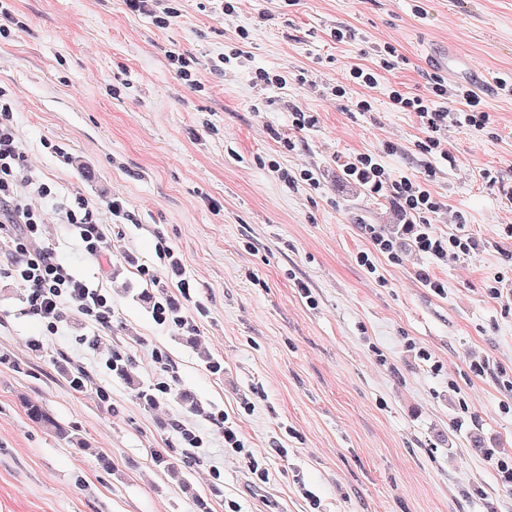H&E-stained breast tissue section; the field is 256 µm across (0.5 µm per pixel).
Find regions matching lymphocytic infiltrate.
<instances>
[{
	"mask_svg": "<svg viewBox=\"0 0 512 512\" xmlns=\"http://www.w3.org/2000/svg\"><path fill=\"white\" fill-rule=\"evenodd\" d=\"M452 95L461 104L459 110L448 107V98ZM389 99L393 108L414 113L426 128L428 135L418 144L420 153L437 155L444 160L448 159L449 153L443 144V133L449 123L481 130L490 120L479 97L463 88L449 91L447 82L438 76L433 78L427 94L412 96L395 89ZM13 111V100L0 87V243L6 251L4 259L0 260V276L29 288L26 312L42 319L47 331L55 330L66 306L100 327H109L112 305L101 290L71 274L52 251L35 245L41 233L42 217L40 211L27 202L26 196L30 193L55 202L66 222L74 226L89 259L100 262L109 256L102 227L84 201L57 200L49 184L32 183L26 159L17 145ZM344 171L376 194L382 192L385 185H392L398 206L408 218L403 231L419 252L441 260L450 255L464 257L473 250L475 243L468 235H438L427 220L428 214L441 207L440 200L430 190L436 177L435 166L425 165L419 176H393L379 156L361 153L345 163Z\"/></svg>",
	"mask_w": 512,
	"mask_h": 512,
	"instance_id": "obj_1",
	"label": "lymphocytic infiltrate"
}]
</instances>
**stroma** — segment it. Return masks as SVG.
Returning <instances> with one entry per match:
<instances>
[{"instance_id":"1","label":"stroma","mask_w":512,"mask_h":512,"mask_svg":"<svg viewBox=\"0 0 512 512\" xmlns=\"http://www.w3.org/2000/svg\"><path fill=\"white\" fill-rule=\"evenodd\" d=\"M175 6L160 28L123 0L11 2L0 87L17 102L29 174L85 202L111 261L87 259L39 198L38 245L108 296L112 323L69 308L48 333L23 313L28 288L0 279V512H310V492L319 512H512L496 469L512 459L502 384L512 380V94L487 85L492 126H449L457 165L437 164L443 209L430 221L472 237L467 258L440 261L405 243L394 258L377 252L373 234H402L394 190L372 194L343 171L391 142L389 173L419 174L427 131L392 109L390 91L426 93L435 42L493 80L512 74V0H240L230 16L215 0ZM343 26L391 44L399 67L337 97L342 66L375 62L365 43L336 42ZM242 46L246 58L234 59ZM175 54L192 62L199 88L177 76ZM259 69L287 86L255 85ZM363 97L371 111L357 110ZM298 110L312 118L302 129ZM304 169L318 186L299 180ZM115 198L126 212L117 220ZM161 296L193 327L157 324ZM113 354L123 372L106 367ZM480 358L490 362L482 376L471 368ZM80 370L90 383L77 392ZM162 374L169 391L147 403L142 392ZM30 403L72 439L30 420ZM218 412L245 452L225 449ZM183 426L202 437L198 454L185 451Z\"/></svg>"}]
</instances>
